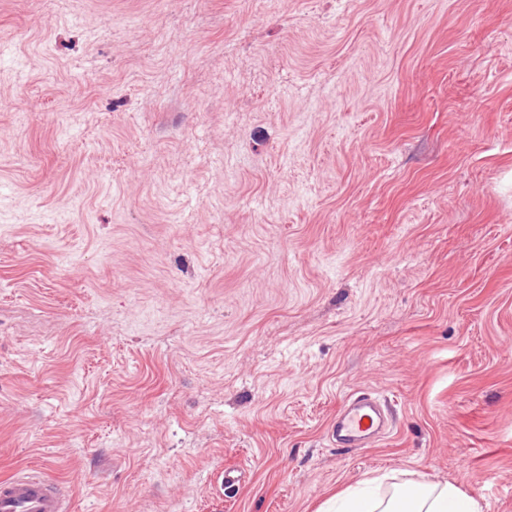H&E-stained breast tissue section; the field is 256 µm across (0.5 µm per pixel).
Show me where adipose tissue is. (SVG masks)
I'll return each instance as SVG.
<instances>
[{
	"mask_svg": "<svg viewBox=\"0 0 512 512\" xmlns=\"http://www.w3.org/2000/svg\"><path fill=\"white\" fill-rule=\"evenodd\" d=\"M481 499L455 480L385 483L377 477L333 495L317 512H484Z\"/></svg>",
	"mask_w": 512,
	"mask_h": 512,
	"instance_id": "obj_1",
	"label": "adipose tissue"
}]
</instances>
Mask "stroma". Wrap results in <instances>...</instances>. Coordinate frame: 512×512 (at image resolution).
Instances as JSON below:
<instances>
[{"label":"stroma","instance_id":"obj_1","mask_svg":"<svg viewBox=\"0 0 512 512\" xmlns=\"http://www.w3.org/2000/svg\"><path fill=\"white\" fill-rule=\"evenodd\" d=\"M360 390L394 426L336 449ZM28 467L71 512H317L392 470L512 512V0H0Z\"/></svg>","mask_w":512,"mask_h":512}]
</instances>
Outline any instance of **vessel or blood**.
Returning a JSON list of instances; mask_svg holds the SVG:
<instances>
[{
  "label": "vessel or blood",
  "mask_w": 512,
  "mask_h": 512,
  "mask_svg": "<svg viewBox=\"0 0 512 512\" xmlns=\"http://www.w3.org/2000/svg\"><path fill=\"white\" fill-rule=\"evenodd\" d=\"M387 400L366 395L347 398L332 422L328 437L339 448L370 447L384 426ZM0 512H70L60 484L37 469L0 479Z\"/></svg>",
  "instance_id": "obj_1"
}]
</instances>
